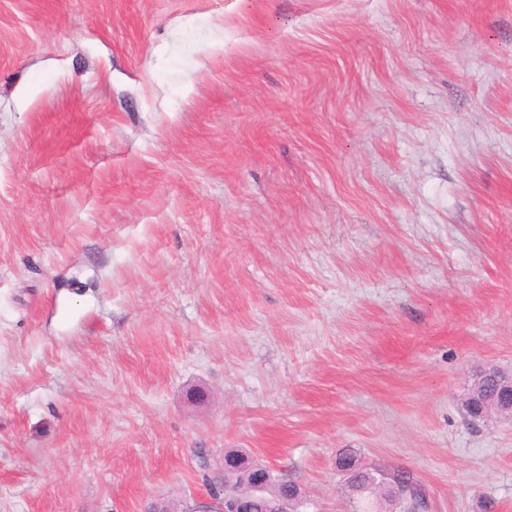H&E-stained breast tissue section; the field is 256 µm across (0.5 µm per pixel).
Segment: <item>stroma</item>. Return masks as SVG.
<instances>
[{"instance_id":"1","label":"stroma","mask_w":512,"mask_h":512,"mask_svg":"<svg viewBox=\"0 0 512 512\" xmlns=\"http://www.w3.org/2000/svg\"><path fill=\"white\" fill-rule=\"evenodd\" d=\"M512 0H0V512H512ZM478 383L486 380L495 385L496 391L492 395L482 397L476 404L472 403L469 409L471 422L484 420L489 414V407L493 406L500 412L512 411V371H506L496 365H486L476 373ZM227 458H231L232 461L236 462L235 468L246 467L248 470L253 473V482L251 488V495L249 498H245L243 495L236 493L229 489L226 484H224L223 476H213L211 479L212 486V497L221 499L224 498V502L215 504V507L224 512H249L244 507V505L249 501L250 498L261 495L264 487L274 479L273 472L270 468L264 465L256 464L252 462L251 459L245 457L244 455L239 454H225L224 455V469L226 467ZM284 478V477H283ZM285 479V478H284ZM279 480L275 477L274 483L271 485L269 492L265 495H262L263 499L258 500L255 504V507L252 509V512H262L264 502L267 497H273L277 495H281L284 488L291 483V481ZM373 469H362L345 481L344 494L353 512H409L401 485L379 484ZM355 507V508H354Z\"/></svg>"}]
</instances>
